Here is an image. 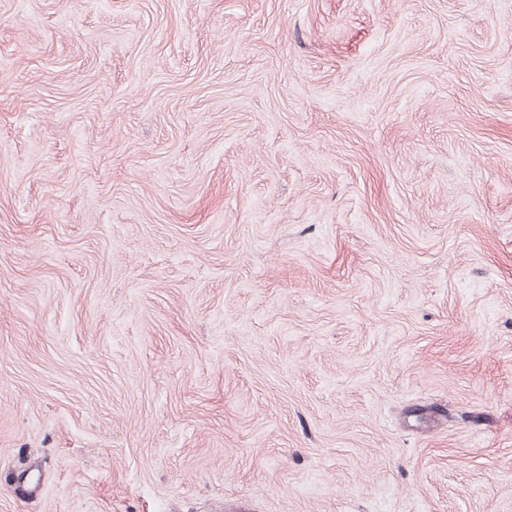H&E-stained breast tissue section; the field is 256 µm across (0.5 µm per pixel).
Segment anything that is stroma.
<instances>
[{
	"instance_id": "stroma-1",
	"label": "stroma",
	"mask_w": 512,
	"mask_h": 512,
	"mask_svg": "<svg viewBox=\"0 0 512 512\" xmlns=\"http://www.w3.org/2000/svg\"><path fill=\"white\" fill-rule=\"evenodd\" d=\"M0 512H512V0H0Z\"/></svg>"
}]
</instances>
